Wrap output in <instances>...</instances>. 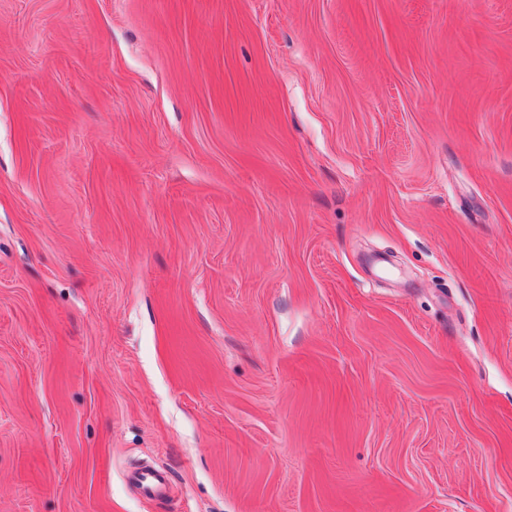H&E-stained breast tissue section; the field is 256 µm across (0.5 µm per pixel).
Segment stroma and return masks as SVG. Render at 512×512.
<instances>
[{"instance_id":"stroma-1","label":"stroma","mask_w":512,"mask_h":512,"mask_svg":"<svg viewBox=\"0 0 512 512\" xmlns=\"http://www.w3.org/2000/svg\"><path fill=\"white\" fill-rule=\"evenodd\" d=\"M0 512H512V0H0ZM129 481L141 495L150 498H163L171 486V475L164 469H149L132 473L129 476Z\"/></svg>"}]
</instances>
